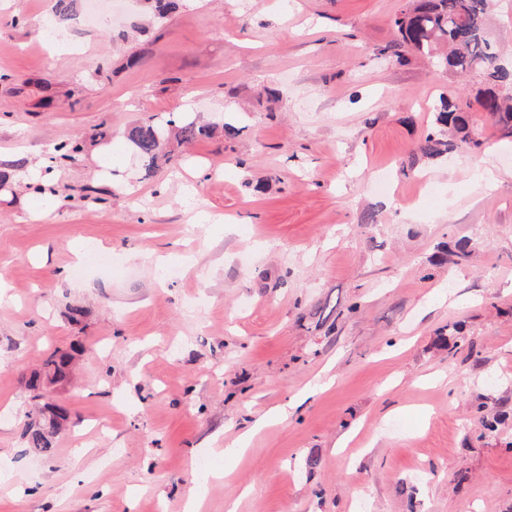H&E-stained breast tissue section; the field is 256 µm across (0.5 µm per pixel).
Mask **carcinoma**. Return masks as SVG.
Instances as JSON below:
<instances>
[{
	"label": "carcinoma",
	"mask_w": 512,
	"mask_h": 512,
	"mask_svg": "<svg viewBox=\"0 0 512 512\" xmlns=\"http://www.w3.org/2000/svg\"><path fill=\"white\" fill-rule=\"evenodd\" d=\"M491 0H404L393 17L395 39L378 54L401 63L409 50L427 57L439 69L452 74L473 75L480 89L477 102L501 135L512 137V59L506 57L493 35L489 21ZM231 139L240 128L231 123L203 124L189 115L172 116L165 121L144 123L128 129L126 139L141 159L146 175L169 159L166 150L170 138L179 143L209 138L216 133ZM481 146L475 138L471 102L457 96H442L434 106L431 127L420 145V153L437 159L457 150ZM82 146L61 142L53 147L49 161L76 162ZM445 255L466 259L472 242L466 237L445 245ZM71 355L56 351L46 360L47 377L58 383L70 374ZM41 422L27 419L22 429L26 443L46 456L52 455L54 435L60 422L67 420V410L47 407Z\"/></svg>",
	"instance_id": "obj_1"
}]
</instances>
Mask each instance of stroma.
Segmentation results:
<instances>
[{"instance_id": "1", "label": "stroma", "mask_w": 512, "mask_h": 512, "mask_svg": "<svg viewBox=\"0 0 512 512\" xmlns=\"http://www.w3.org/2000/svg\"><path fill=\"white\" fill-rule=\"evenodd\" d=\"M51 5L0 8V153L32 166L0 186V512H512V140L477 109L480 148L418 159L439 96L475 86L379 56L401 0H138L118 24L104 0L61 49ZM176 112L240 133L145 175L124 133ZM68 140L71 199L33 193ZM56 350L69 378L32 394ZM48 404L49 457L21 436ZM321 387L322 386H318L306 390L305 392L301 393L297 398L288 401V403L272 408L269 411L259 415L254 420L253 426L250 431H256L264 427L271 420H279L281 422L288 421V419L291 416H293L298 411V409H300L303 406L304 403H306L314 395L317 394L318 388Z\"/></svg>"}]
</instances>
